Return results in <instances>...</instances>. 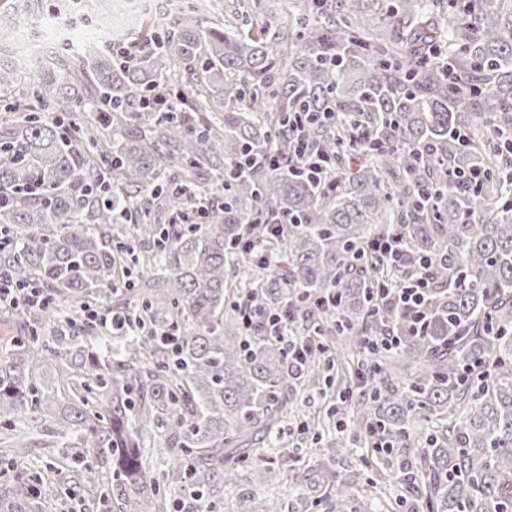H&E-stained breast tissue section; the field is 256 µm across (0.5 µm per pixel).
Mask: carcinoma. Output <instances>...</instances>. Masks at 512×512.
I'll return each mask as SVG.
<instances>
[{"instance_id":"1","label":"carcinoma","mask_w":512,"mask_h":512,"mask_svg":"<svg viewBox=\"0 0 512 512\" xmlns=\"http://www.w3.org/2000/svg\"><path fill=\"white\" fill-rule=\"evenodd\" d=\"M238 2L143 23L140 45L93 37L41 68L0 63V269L49 297L37 319L8 312L21 334L0 348L3 427L52 423L50 471H84L111 512H212L240 471L263 479L301 395L335 385L358 438L380 430L404 453L427 512H512V4L251 0L242 20ZM301 112L321 181L240 170L290 158ZM477 168L478 186L459 181ZM220 191L202 224L157 221ZM118 224L158 249L133 256ZM390 234L397 269L365 257ZM419 273V309L382 297ZM237 294L292 308L319 349L290 364L265 326L245 328ZM93 301L115 325L86 316ZM354 357L370 366L356 395L334 374ZM338 413L303 427L318 436ZM161 459L191 494L171 499ZM315 472L327 512L377 486L365 468Z\"/></svg>"}]
</instances>
